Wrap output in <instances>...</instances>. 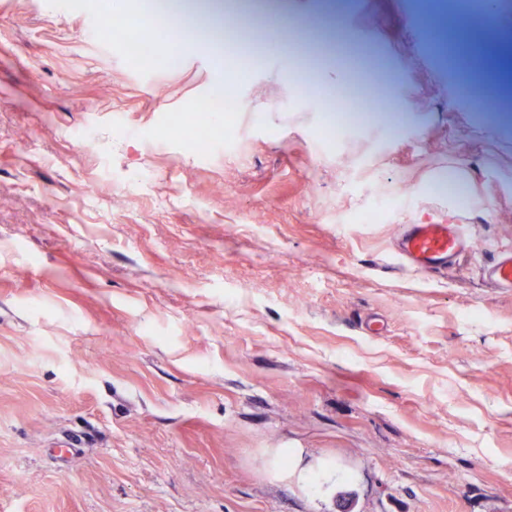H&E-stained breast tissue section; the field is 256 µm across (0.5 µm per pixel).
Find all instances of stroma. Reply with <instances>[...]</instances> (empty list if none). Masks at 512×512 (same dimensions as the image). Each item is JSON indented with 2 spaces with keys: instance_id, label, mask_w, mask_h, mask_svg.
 Here are the masks:
<instances>
[{
  "instance_id": "stroma-1",
  "label": "stroma",
  "mask_w": 512,
  "mask_h": 512,
  "mask_svg": "<svg viewBox=\"0 0 512 512\" xmlns=\"http://www.w3.org/2000/svg\"><path fill=\"white\" fill-rule=\"evenodd\" d=\"M108 0H0V512H512V6L342 0L341 85L375 47L392 122L330 132L288 37L247 69L228 141L167 127L213 58L145 68ZM468 127L467 140L456 138ZM467 225L450 268L404 225ZM294 448L311 486L280 479ZM486 275L493 280L504 293H512V252L507 251L485 268Z\"/></svg>"
}]
</instances>
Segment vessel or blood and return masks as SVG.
<instances>
[{
    "mask_svg": "<svg viewBox=\"0 0 512 512\" xmlns=\"http://www.w3.org/2000/svg\"><path fill=\"white\" fill-rule=\"evenodd\" d=\"M469 240L463 225L421 222L404 226L400 250L407 264L429 273L451 264L468 248ZM485 273L502 292L512 293V252L499 254Z\"/></svg>",
    "mask_w": 512,
    "mask_h": 512,
    "instance_id": "b4317fda",
    "label": "vessel or blood"
}]
</instances>
